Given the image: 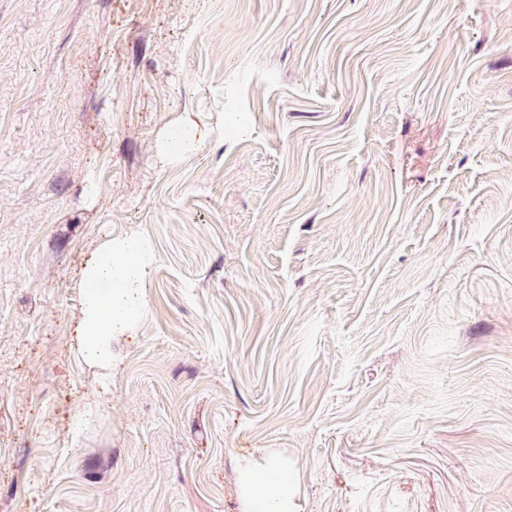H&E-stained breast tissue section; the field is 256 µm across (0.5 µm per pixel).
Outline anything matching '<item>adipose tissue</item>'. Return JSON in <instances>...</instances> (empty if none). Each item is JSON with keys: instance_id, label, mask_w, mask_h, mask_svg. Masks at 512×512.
<instances>
[{"instance_id": "1", "label": "adipose tissue", "mask_w": 512, "mask_h": 512, "mask_svg": "<svg viewBox=\"0 0 512 512\" xmlns=\"http://www.w3.org/2000/svg\"><path fill=\"white\" fill-rule=\"evenodd\" d=\"M153 253L149 237L134 230L103 239L83 262L75 349L101 379L122 362L114 344L132 335L148 309ZM242 512H297L298 475L287 460H243L237 469Z\"/></svg>"}]
</instances>
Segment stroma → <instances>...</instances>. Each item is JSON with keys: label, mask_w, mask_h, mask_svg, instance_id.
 Returning <instances> with one entry per match:
<instances>
[{"label": "stroma", "mask_w": 512, "mask_h": 512, "mask_svg": "<svg viewBox=\"0 0 512 512\" xmlns=\"http://www.w3.org/2000/svg\"><path fill=\"white\" fill-rule=\"evenodd\" d=\"M268 455L299 512H512V0H0V512H241ZM152 260L149 237L133 230L119 238L107 236L79 270L75 349L102 385L122 362L114 342L136 331L150 305Z\"/></svg>", "instance_id": "obj_1"}]
</instances>
